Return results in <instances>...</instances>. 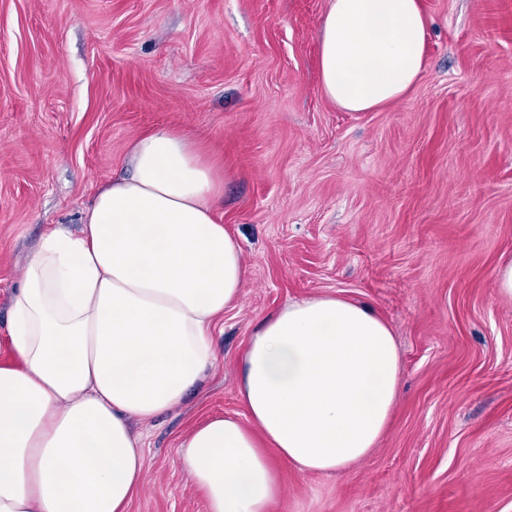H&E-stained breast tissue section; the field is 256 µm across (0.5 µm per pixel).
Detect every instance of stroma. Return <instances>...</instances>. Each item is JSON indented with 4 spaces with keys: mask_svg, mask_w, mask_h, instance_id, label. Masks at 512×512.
Instances as JSON below:
<instances>
[{
    "mask_svg": "<svg viewBox=\"0 0 512 512\" xmlns=\"http://www.w3.org/2000/svg\"><path fill=\"white\" fill-rule=\"evenodd\" d=\"M428 65L376 112L319 87L327 0H0V357L46 225L78 229L131 142L164 126L225 171L218 203L249 277L184 401L133 423L146 471L129 512H204L179 445L245 418L259 321L329 292L393 327L390 427L344 473L277 465L271 512H512V0H421Z\"/></svg>",
    "mask_w": 512,
    "mask_h": 512,
    "instance_id": "1",
    "label": "stroma"
}]
</instances>
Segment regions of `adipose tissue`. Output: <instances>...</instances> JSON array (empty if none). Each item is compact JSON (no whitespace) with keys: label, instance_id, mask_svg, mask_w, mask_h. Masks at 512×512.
<instances>
[{"label":"adipose tissue","instance_id":"adipose-tissue-1","mask_svg":"<svg viewBox=\"0 0 512 512\" xmlns=\"http://www.w3.org/2000/svg\"><path fill=\"white\" fill-rule=\"evenodd\" d=\"M420 0H328L320 86L346 112L403 100L427 64ZM82 229L44 232L10 301L0 363V512H128L145 468L133 422L180 404L217 359L212 333L249 269L217 202L224 179L183 132L130 145ZM393 330L335 293L265 317L244 355L247 421L194 425L180 459L204 512H270L274 459L345 471L376 448L399 393Z\"/></svg>","mask_w":512,"mask_h":512}]
</instances>
